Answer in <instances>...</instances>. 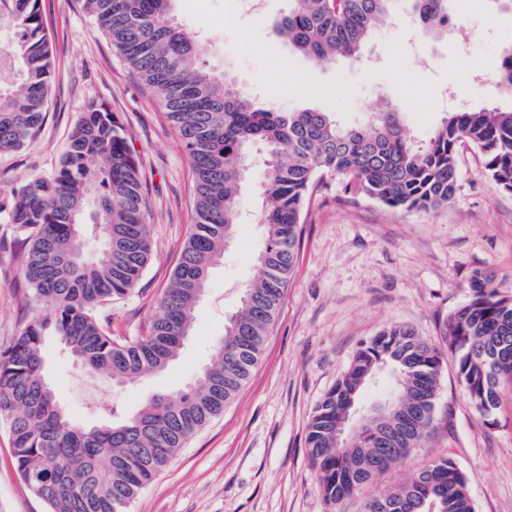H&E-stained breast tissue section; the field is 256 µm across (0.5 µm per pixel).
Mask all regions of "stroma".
Instances as JSON below:
<instances>
[{
  "label": "stroma",
  "instance_id": "35a3bbf8",
  "mask_svg": "<svg viewBox=\"0 0 512 512\" xmlns=\"http://www.w3.org/2000/svg\"><path fill=\"white\" fill-rule=\"evenodd\" d=\"M484 18L454 16L446 39L417 36L407 4L374 32L358 61L314 64L277 38L271 25L288 0H175L173 17L208 46L207 63L232 87H244L279 111L319 108L344 125L395 108L414 141L427 140L453 105L512 109V92L472 85L499 68L512 47V9L480 0ZM53 52L49 112L38 138L0 154V202L31 177L54 172L89 100L103 103L125 126L145 183L153 254L142 280L108 304L112 335H146L195 224L192 161L157 98L89 18L82 0H41ZM251 179L239 199L233 244L211 271L194 311V332L165 372L120 389L84 372L54 338L44 345L45 373L55 396L78 422L124 415L156 394L195 379L213 356L224 320L240 305L242 286L258 274L263 238L255 221L265 151L255 147ZM457 185L448 205L428 211L388 208L346 189L336 176L307 200L295 265L262 359L223 414L195 434L131 502L128 512H360L364 501L408 481L430 460L449 457L469 479L475 512H512V384L484 418L444 355L435 428L421 448L376 476L354 498L329 505L306 443L321 398L349 366L361 343L392 325L441 345L449 315L473 298L474 273L490 276L498 297L512 300V192L488 175L469 144L456 153ZM21 238L0 221V349L8 347L47 304L21 271ZM0 512H50L21 481L9 434L0 423Z\"/></svg>",
  "mask_w": 512,
  "mask_h": 512
}]
</instances>
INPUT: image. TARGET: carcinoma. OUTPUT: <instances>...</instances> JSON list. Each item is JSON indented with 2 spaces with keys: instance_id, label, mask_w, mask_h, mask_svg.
<instances>
[{
  "instance_id": "cac0c4a2",
  "label": "carcinoma",
  "mask_w": 512,
  "mask_h": 512,
  "mask_svg": "<svg viewBox=\"0 0 512 512\" xmlns=\"http://www.w3.org/2000/svg\"><path fill=\"white\" fill-rule=\"evenodd\" d=\"M178 130L193 167L195 224L151 319L146 336L118 341L102 306L128 294L151 260L150 228L138 162L118 117L88 101L69 145L49 176L11 190L0 205L24 235L23 273L50 307L0 349V421L8 424L15 469L52 512H126L128 503L176 452L224 412L261 359L294 264L306 199L328 176L395 209L429 210L448 204L456 190L455 154L467 142L485 156L488 175L512 191V110H455L428 142L408 136L399 113L377 112L343 126L330 112H279L257 106L245 89H229L205 65L207 47L172 17L174 0H83ZM274 23L277 36L317 64L358 57L376 27L401 0H289ZM422 29L447 34L452 0H407ZM3 51L14 76L0 84V153L33 141L46 114L51 55L39 0H0ZM261 142L269 163L261 181L258 222L263 242L258 276L241 291L211 363L196 381L154 395L138 410L95 425L76 423L55 400L44 375L43 345L52 331L88 372L117 386L166 369L191 331L198 289L232 239L250 151ZM100 243L89 260L85 244ZM473 299L450 315L443 342L456 358L459 380L483 415L512 382V300L498 297L476 274ZM386 366L381 396L356 391L364 404L389 401L415 409L416 423L391 442L365 434L358 450L363 473L350 476L351 449L336 440L345 389L363 373ZM441 350L408 326L392 325L365 342L336 384L317 404L307 443L324 498L349 499L375 475L425 441L436 410ZM362 512H474L465 474L448 457L434 459L405 484L366 501Z\"/></svg>"
}]
</instances>
